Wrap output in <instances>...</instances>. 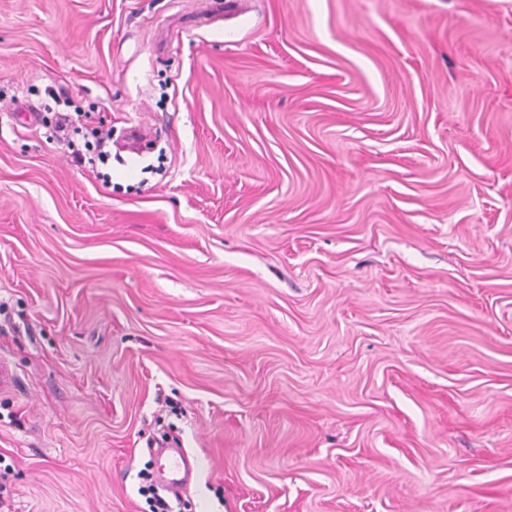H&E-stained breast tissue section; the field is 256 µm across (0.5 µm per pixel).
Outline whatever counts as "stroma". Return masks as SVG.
<instances>
[{"instance_id": "1", "label": "stroma", "mask_w": 512, "mask_h": 512, "mask_svg": "<svg viewBox=\"0 0 512 512\" xmlns=\"http://www.w3.org/2000/svg\"><path fill=\"white\" fill-rule=\"evenodd\" d=\"M0 300L13 512H512V0H0ZM77 117H85V125L90 130V136L86 137L84 143L85 153L82 150H73L76 162L80 165L86 163L94 168L97 163L105 165L111 158L110 143L112 142V127H107L102 121L98 125H87L88 114H80L77 112ZM92 123V122H90ZM90 138V139H89ZM163 457L164 463H160ZM156 461L157 484L173 494H182L194 472L191 457L186 449L163 448L159 451ZM139 494L145 497L148 505V512H182L184 510V502L181 498H175L176 506L173 501L166 495L160 493L159 488L154 484L142 485L138 490ZM175 507L178 510H175Z\"/></svg>"}]
</instances>
